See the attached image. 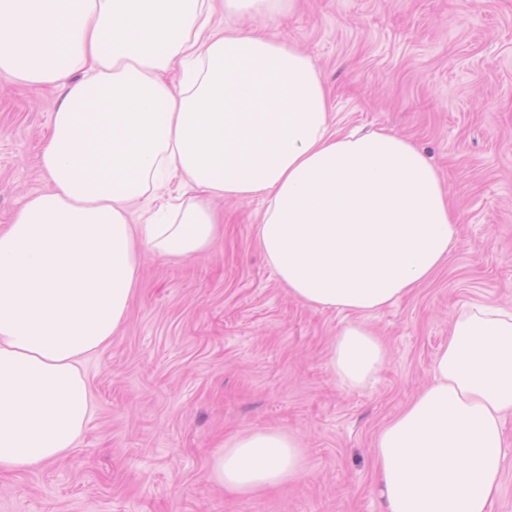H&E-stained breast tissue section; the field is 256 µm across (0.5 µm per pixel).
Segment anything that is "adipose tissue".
<instances>
[{
    "instance_id": "1",
    "label": "adipose tissue",
    "mask_w": 512,
    "mask_h": 512,
    "mask_svg": "<svg viewBox=\"0 0 512 512\" xmlns=\"http://www.w3.org/2000/svg\"><path fill=\"white\" fill-rule=\"evenodd\" d=\"M213 17L214 0H0V71L61 91L41 155L51 186L0 231L1 470L73 448L91 414L81 358L126 321L143 257L212 247L215 200H262L256 236L280 281L346 316L329 366L353 388L386 360L368 314L448 260L458 218L425 155L333 128L311 56ZM145 199L159 223H132ZM509 414L512 310L470 303L431 383L375 437L383 512H492ZM305 472L299 436L256 428L207 476L248 495Z\"/></svg>"
}]
</instances>
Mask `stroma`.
<instances>
[{"mask_svg": "<svg viewBox=\"0 0 512 512\" xmlns=\"http://www.w3.org/2000/svg\"><path fill=\"white\" fill-rule=\"evenodd\" d=\"M274 33L309 54L339 129H385L440 171L459 216L449 259L368 321L387 360L363 388L328 350L346 318L289 295L255 228L260 199L224 201V237L147 258L129 316L81 365L88 424L62 459L0 473V512H381L377 431L432 380L451 314L512 306V0H296ZM60 93L0 72V225L49 183L38 158ZM299 432L307 473L251 495L209 482L217 446L253 428Z\"/></svg>", "mask_w": 512, "mask_h": 512, "instance_id": "obj_1", "label": "stroma"}]
</instances>
